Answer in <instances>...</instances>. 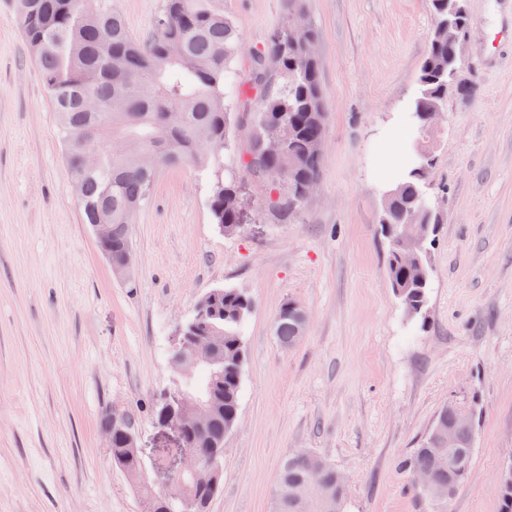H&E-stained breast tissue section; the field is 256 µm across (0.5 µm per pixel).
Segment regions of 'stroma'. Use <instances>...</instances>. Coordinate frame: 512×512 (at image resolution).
<instances>
[{
    "label": "stroma",
    "mask_w": 512,
    "mask_h": 512,
    "mask_svg": "<svg viewBox=\"0 0 512 512\" xmlns=\"http://www.w3.org/2000/svg\"><path fill=\"white\" fill-rule=\"evenodd\" d=\"M240 33L245 92L229 136L248 152L259 103L254 55L294 9L319 35L326 142L316 189L237 234L213 224L192 163L161 169L130 226L132 275L117 280L83 224L42 73L0 0V512H144L170 488L149 462L167 443L150 407L172 381L170 340L202 294H251L237 428L209 512H272L281 462L307 451L346 480L345 512H431L401 461L440 409H474L473 465L448 512H501L512 452V0H466L470 27L444 101L431 195L440 224L425 323H407L379 232L376 171L400 141L434 27L430 0H219ZM149 37L163 0H112ZM306 310L293 347L285 302ZM135 420L148 465L134 484L111 463L101 420ZM292 302H286L280 309L278 314L276 325H275V334L277 336L278 341L283 346L292 347L297 344L301 338L303 337L304 332L301 330V326L299 323L300 314L296 309H288L287 305H290ZM296 306L291 304V308H295Z\"/></svg>",
    "instance_id": "35a3bbf8"
}]
</instances>
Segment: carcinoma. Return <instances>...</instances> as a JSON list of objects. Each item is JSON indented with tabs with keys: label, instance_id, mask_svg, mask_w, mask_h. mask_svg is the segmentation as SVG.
Here are the masks:
<instances>
[{
	"label": "carcinoma",
	"instance_id": "obj_1",
	"mask_svg": "<svg viewBox=\"0 0 512 512\" xmlns=\"http://www.w3.org/2000/svg\"><path fill=\"white\" fill-rule=\"evenodd\" d=\"M434 29L452 22L466 27L468 16L448 0H432ZM15 19L39 63L44 84L57 112L58 128L67 146L73 182L81 187L80 208L85 224L112 225V259L131 258L127 224L149 200L159 170L187 160L196 164L197 178L209 192L213 223L228 235L238 233L251 217L244 201L235 148L228 138L233 100L241 93L231 63L240 48L233 20L213 0H164L155 19V34L141 41L128 31L111 0H16ZM292 29L277 32L255 59V80L275 86L256 116V133L246 167L266 180L278 196L272 204L287 212L300 202L299 189L319 179L325 140L326 106L319 62L292 44ZM458 48L431 36L402 121L417 133L409 146L405 180L388 194L381 234L390 242L388 276L404 308L406 320H425L433 267L428 243L415 252L418 264L406 267L407 248L420 224H438L429 189L433 163L425 158V138L434 123L428 113L442 110ZM277 124L275 136L286 142L274 150L265 125ZM101 155L99 168L87 171L83 155ZM205 311L199 335L223 345V386L209 394L213 417L197 437L203 452L224 445L239 415L245 350L243 329L254 308L253 299L236 288H214L198 302ZM297 310L281 307L275 334L288 347L303 337ZM454 407H443L421 447L400 467L411 478L432 476L445 492L441 498L420 487L415 490L448 512V502L464 484L473 463L474 434H459V447L436 437L435 428L453 421ZM112 463L127 472L140 466L134 441L112 444ZM188 484L180 489L195 512H207L222 487ZM322 490L331 500L309 491L301 454L280 466L274 512H343L346 485L330 462L321 475Z\"/></svg>",
	"mask_w": 512,
	"mask_h": 512
}]
</instances>
